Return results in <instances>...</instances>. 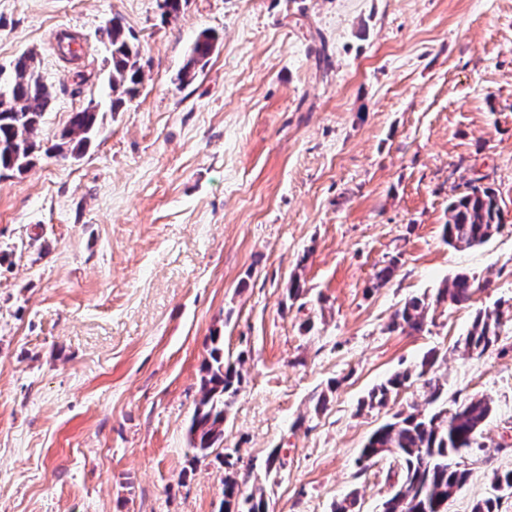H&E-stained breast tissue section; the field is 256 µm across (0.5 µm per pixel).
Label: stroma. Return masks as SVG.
Listing matches in <instances>:
<instances>
[{
	"label": "stroma",
	"instance_id": "35a3bbf8",
	"mask_svg": "<svg viewBox=\"0 0 512 512\" xmlns=\"http://www.w3.org/2000/svg\"><path fill=\"white\" fill-rule=\"evenodd\" d=\"M114 17L149 64L109 112ZM205 30L217 46L180 83ZM31 50L52 101L33 168L0 176V512H217L230 466L267 512H332L350 493L382 512L401 466L355 460L424 389L361 402L431 351L445 406L492 402L448 512L491 494L512 470V313L483 355L457 343L476 311L512 306V0H188L166 22L158 0H0V74ZM95 104L94 143L50 155ZM471 183L503 226L456 250L442 226ZM462 272L469 302L389 330ZM216 331L243 361L225 463L194 459L187 433ZM430 306L431 302L428 301L426 296L410 298L402 308L396 310L390 328L392 330L401 329L402 332L420 333L424 331L427 326V312Z\"/></svg>",
	"mask_w": 512,
	"mask_h": 512
}]
</instances>
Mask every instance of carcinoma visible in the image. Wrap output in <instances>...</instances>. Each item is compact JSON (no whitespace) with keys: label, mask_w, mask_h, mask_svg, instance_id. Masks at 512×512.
<instances>
[{"label":"carcinoma","mask_w":512,"mask_h":512,"mask_svg":"<svg viewBox=\"0 0 512 512\" xmlns=\"http://www.w3.org/2000/svg\"><path fill=\"white\" fill-rule=\"evenodd\" d=\"M187 0H160L161 17L176 18ZM110 58L107 80L112 89L110 111L124 103L123 95H133L143 77L141 45L133 33L125 30L120 20H109L103 29ZM216 36L204 31L190 48L188 58L179 72V81L191 83L198 70L205 67L215 46ZM9 98L0 100V171L23 174L34 166L40 149L39 134L52 94L40 76L30 55L19 57L8 84ZM99 110L88 106L72 113L60 142L51 150L62 157L80 156L98 133ZM502 228V216L494 192L488 187L471 184L467 191L448 204V221L443 225V241L454 249L472 248L487 242ZM478 286L465 273L437 289L435 295L414 297L396 310L390 323L393 330L420 333L427 326L431 304L462 305L470 301ZM503 312L496 305L478 311L460 341L465 352L481 355L497 341ZM208 359L202 366L199 406L188 426L191 447L208 457L224 448V421L227 408L238 394L243 381L240 369L243 359L232 362L224 358V337L210 336ZM436 363V355L428 354L421 362L418 377L424 379L426 403L441 399L439 380L427 377ZM411 378L408 372L397 373L371 390L364 404L373 408L387 405L391 396ZM492 413L484 397L471 396L452 410L439 407L428 412L416 407L399 411L368 437L360 458L370 462L384 455L392 456L402 465L404 480L383 504V512H447L451 499L467 481L468 471L459 466L448 467V460L463 456L477 441ZM224 497L218 512H266L264 494L254 493L239 499L241 489L237 474H224Z\"/></svg>","instance_id":"cac0c4a2"}]
</instances>
